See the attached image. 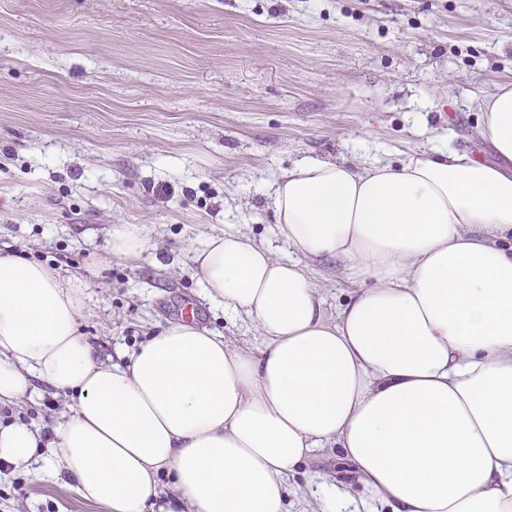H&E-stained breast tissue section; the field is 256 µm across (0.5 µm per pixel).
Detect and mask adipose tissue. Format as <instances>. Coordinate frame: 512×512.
Masks as SVG:
<instances>
[{
	"mask_svg": "<svg viewBox=\"0 0 512 512\" xmlns=\"http://www.w3.org/2000/svg\"><path fill=\"white\" fill-rule=\"evenodd\" d=\"M499 164L439 144L399 165L307 158L273 184L276 235L364 287L328 316L306 269L234 225L189 260L264 348L172 322L119 361L81 332L86 276L0 255V465L37 467L109 512H287V478L342 448L392 512H512V87L478 100ZM110 255L150 246L114 224ZM60 409H62V399L56 398L50 389L45 388L42 390L41 396L34 402H26L24 405L11 409L1 406L0 424L23 421L41 426L50 422Z\"/></svg>",
	"mask_w": 512,
	"mask_h": 512,
	"instance_id": "1",
	"label": "adipose tissue"
}]
</instances>
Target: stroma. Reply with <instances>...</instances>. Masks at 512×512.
I'll use <instances>...</instances> for the list:
<instances>
[{"instance_id": "1", "label": "stroma", "mask_w": 512, "mask_h": 512, "mask_svg": "<svg viewBox=\"0 0 512 512\" xmlns=\"http://www.w3.org/2000/svg\"><path fill=\"white\" fill-rule=\"evenodd\" d=\"M512 82V0H0V251L64 271L146 225L140 258L101 264L82 333L136 349L194 302L199 327L252 352L249 320L211 304L190 247L225 225L274 240L269 186L305 157L394 164L449 148L490 162L478 96ZM308 271L327 314L358 290L339 263ZM50 389L0 407L44 425ZM390 512L328 444L289 473L288 512H325L321 484ZM0 512H106L32 470L0 474Z\"/></svg>"}]
</instances>
